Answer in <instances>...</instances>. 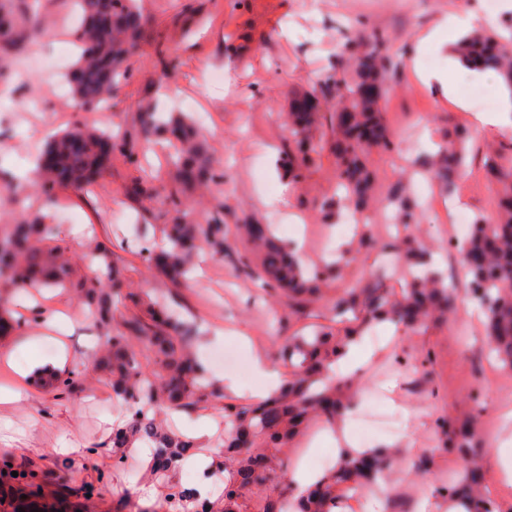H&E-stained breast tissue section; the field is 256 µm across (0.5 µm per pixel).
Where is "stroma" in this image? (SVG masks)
<instances>
[{"label": "stroma", "instance_id": "1", "mask_svg": "<svg viewBox=\"0 0 512 512\" xmlns=\"http://www.w3.org/2000/svg\"><path fill=\"white\" fill-rule=\"evenodd\" d=\"M149 22L141 47L133 58L111 120L131 124L139 101L146 92L165 87L166 103L192 102L195 114L204 116L201 128L216 156L224 160V194L234 208L228 224L253 217L266 223L263 197L288 194V210L305 224L302 250L309 262L327 260L325 239L331 227L319 210L320 203L336 190V167L330 153L296 179L288 178L271 164L284 135V118L291 97L310 90L323 70L336 60V35L348 21L360 20L366 34L385 32L399 61L386 96L384 111L393 136H400L401 122H410V138L423 147L440 140L448 128H475L479 110L474 93L500 104V85L494 78L481 82L462 72L451 73L457 93L466 108H457L439 87L426 86L420 72L448 66L447 47L418 48L419 37L451 15H460L458 0H146ZM177 56V70L162 76L160 55ZM212 69L231 72L229 88H215L199 95L202 75ZM31 91L38 104L26 116L16 115L12 104L0 106V130L10 133L13 147L0 154V167L17 171L31 162L44 141L38 133L45 124L66 128L81 120L83 112L70 99L59 97L40 71L31 70ZM469 144L468 168L459 184V198L470 213L492 214L497 206L498 188L483 170L481 154L493 144L501 154L512 151V112L501 114L499 122L477 128ZM144 177L155 186L164 185L168 170L158 162L135 168L123 159L112 162L108 175L81 192L63 191L56 199L57 213H69L74 224L55 226V239L80 255L83 238L74 236L77 226L93 224L99 240L112 248L114 259L126 269L135 288H152L184 317L195 319L201 331L196 347L201 361L212 350L237 349L243 369L236 373L235 393L255 397L266 384L251 363L252 351H261L274 372L283 367L273 352L278 339L287 335L281 318L287 312L278 297L260 294L250 280L236 276L219 256L201 253L199 265L204 276L195 287L173 289L163 283L134 253L133 225L123 223L121 214L132 204L124 195L131 178ZM452 204L440 190H432L429 210L423 213L417 235L428 247L442 251L456 234L448 221ZM45 305L62 311L67 320L58 330L44 331L29 320L23 334L0 340V353L34 340L42 359L56 357L58 349L69 356L68 368L80 369L79 384L67 397L56 398L37 388L33 378L18 379L13 368L0 361V386L23 383L26 396L11 410H0V461L14 468L33 470L46 499L67 495L70 488L85 487L82 512H113L112 504L128 497L138 512L149 501L150 490L164 492L156 481L153 488L138 483L127 462H115L108 443L111 428L106 416L122 415L123 401L99 370L83 368L81 356L87 348L99 347L100 331L87 321L73 294L51 292ZM360 368L374 378L391 396V407L402 418L400 433L376 437L379 446L400 449L402 465L394 486L415 497L414 512H448V505L435 497L432 488L415 477L411 464L418 454L433 455L437 478L454 476L462 467L459 456L440 452V420L453 422L477 413L494 414V396L504 388L503 373L495 360H483L484 340L473 306L459 307L448 325H432L420 334L391 333L384 344L365 338ZM327 425L318 422L288 451V470L318 471V462L336 456V446L326 438ZM76 447L73 455L59 454L62 443ZM512 452V411L504 412L500 435L484 441L489 491L503 508L512 507V482L502 476L503 453Z\"/></svg>", "mask_w": 512, "mask_h": 512}]
</instances>
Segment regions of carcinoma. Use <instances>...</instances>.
<instances>
[{
    "label": "carcinoma",
    "mask_w": 512,
    "mask_h": 512,
    "mask_svg": "<svg viewBox=\"0 0 512 512\" xmlns=\"http://www.w3.org/2000/svg\"><path fill=\"white\" fill-rule=\"evenodd\" d=\"M34 0H0V83L18 89L27 83L25 49L51 34L53 21L31 8ZM78 7L75 38L81 54L69 74L76 106L94 114L102 103L118 97L131 59L137 53L148 23L144 0H66ZM453 51L461 62L500 75L512 93V36L473 30L459 38ZM396 69L388 39L377 32L366 40L353 31L336 49V67L324 73L311 91L290 105L281 166L297 178L328 150L336 158L334 194L321 204L323 217L332 221L348 209H361L373 197L375 179L368 158L374 151L396 149L382 116L381 100L390 73ZM336 102L325 117L326 131L312 136L320 104ZM466 132L451 128L433 153L422 152L412 164L430 172L442 190L453 195L465 169ZM166 141L174 149L168 166L169 188L160 191L136 178L125 187L126 196L165 220L145 225L160 232L166 243L157 248L143 234L134 251L172 288L192 285L193 258L200 249L220 255L261 288L286 298L288 331L278 357L286 367L282 386L264 399H243L226 393L212 380L191 350L199 336L196 326L170 311L162 296L150 288L123 293L126 277L104 243L90 245L84 254L89 273H80L62 246H51L55 203L61 189L82 190L93 177L109 172L98 149L112 146L136 166L148 149ZM486 177L498 187V206L492 216L475 218L469 234L454 246L453 263L461 267L466 287L460 288L421 243L416 227L422 206L403 187L390 193L383 205L394 211L395 232L378 233L377 225L361 224L353 245L340 248L336 258L310 264L297 247L287 244L263 225L243 221L237 235L256 254L254 263L224 247L228 225L224 213V168L210 152L205 134L184 112L157 106L153 95L133 117V130L111 132L94 123L75 125L56 136L41 152L31 177L41 203L11 195L13 180L0 179V337L15 330L10 312L17 293L64 289L80 299L83 312L102 331L100 362L108 372L114 395L127 401L123 422L112 429L116 456L150 442L152 458L146 471L167 477L168 493L156 512H282L290 499L294 512H336L347 497L398 468L396 451L344 449L335 466L301 494L295 493L286 470L288 448L315 421L333 425L352 410L367 386L363 375L342 373L339 358L349 345L382 322L406 335H417L431 323H446L458 300L477 305L485 317V341L503 369L512 372V164L497 151L483 157ZM198 190L217 201L208 211L189 199ZM379 252L393 258L402 270L395 278L378 272L349 280L358 257ZM79 372H50L42 386L65 395L78 384ZM220 405L224 411V439L215 445L212 460L224 467V497L202 500L170 476L196 454L194 440L168 430L163 417L179 410H204ZM442 450L464 458L455 479H436L428 456L415 461L416 476L433 484L437 496L448 500L453 512H504L486 492L479 417L440 426ZM13 468H0V487L12 495V512H60L53 504L35 500L34 490L16 481Z\"/></svg>",
    "instance_id": "carcinoma-1"
}]
</instances>
